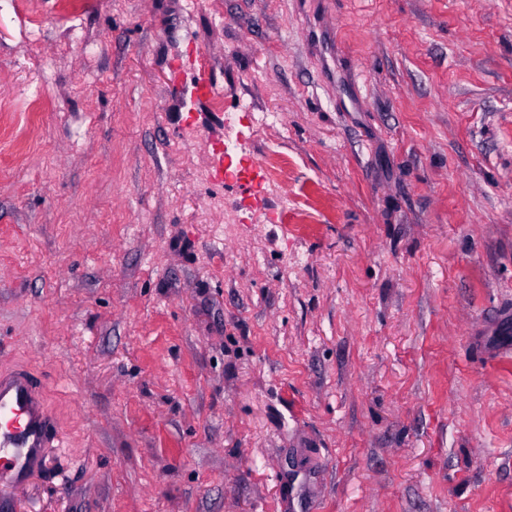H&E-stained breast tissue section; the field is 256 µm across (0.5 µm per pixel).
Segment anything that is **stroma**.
Wrapping results in <instances>:
<instances>
[{"label":"stroma","instance_id":"35a3bbf8","mask_svg":"<svg viewBox=\"0 0 512 512\" xmlns=\"http://www.w3.org/2000/svg\"><path fill=\"white\" fill-rule=\"evenodd\" d=\"M20 370L0 512H512V0H0ZM51 421L36 380L26 374L0 376V491L24 480L39 463Z\"/></svg>","mask_w":512,"mask_h":512}]
</instances>
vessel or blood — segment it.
I'll list each match as a JSON object with an SVG mask.
<instances>
[{
    "label": "vessel or blood",
    "instance_id": "1",
    "mask_svg": "<svg viewBox=\"0 0 512 512\" xmlns=\"http://www.w3.org/2000/svg\"><path fill=\"white\" fill-rule=\"evenodd\" d=\"M51 431L36 380L0 376V491L24 480L39 463Z\"/></svg>",
    "mask_w": 512,
    "mask_h": 512
}]
</instances>
